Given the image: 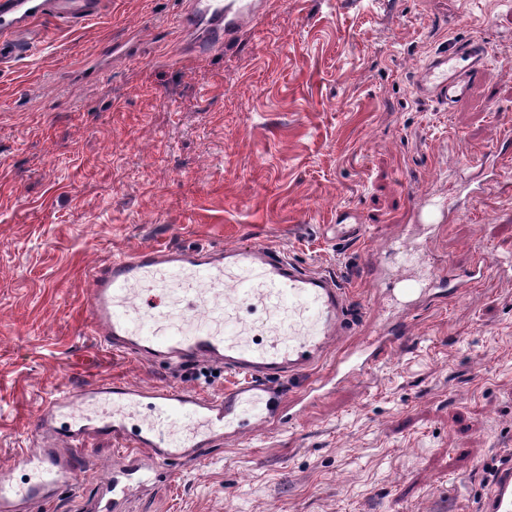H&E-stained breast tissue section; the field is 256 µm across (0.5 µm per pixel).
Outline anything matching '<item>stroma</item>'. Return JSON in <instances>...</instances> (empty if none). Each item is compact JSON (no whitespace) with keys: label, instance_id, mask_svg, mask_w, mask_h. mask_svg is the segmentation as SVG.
I'll use <instances>...</instances> for the list:
<instances>
[{"label":"stroma","instance_id":"35a3bbf8","mask_svg":"<svg viewBox=\"0 0 512 512\" xmlns=\"http://www.w3.org/2000/svg\"><path fill=\"white\" fill-rule=\"evenodd\" d=\"M188 0H104L40 19L0 67V464L76 382L178 384L191 370L105 349L86 325L88 269L148 246L263 242L335 275L353 328L399 318L387 289L486 272L408 315L407 337L281 424L160 469L125 512H477L483 468L512 452V74L490 69L452 111L417 70L458 39L512 57V0H254L197 54ZM128 54L112 46L131 29ZM489 161L485 185L459 173ZM363 236L336 238V213ZM40 512H92L106 437Z\"/></svg>","mask_w":512,"mask_h":512}]
</instances>
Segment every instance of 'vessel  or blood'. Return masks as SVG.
I'll use <instances>...</instances> for the list:
<instances>
[{
    "instance_id": "vessel-or-blood-1",
    "label": "vessel or blood",
    "mask_w": 512,
    "mask_h": 512,
    "mask_svg": "<svg viewBox=\"0 0 512 512\" xmlns=\"http://www.w3.org/2000/svg\"><path fill=\"white\" fill-rule=\"evenodd\" d=\"M101 0H0V65L38 19L87 20ZM249 0H191L180 19L203 47L222 45L227 20H245ZM490 64L474 40L453 42L430 57L417 79L422 98L445 109L464 99ZM88 326L107 349L172 368L208 365L240 375L210 396L175 384L139 388L122 380L75 385L49 397L33 422L34 445L20 457L25 481L0 469V512H35L70 486L84 463L78 450L92 435L126 449L99 487L98 512H122L134 482L165 465L197 459L216 443L240 437L241 410L259 406L258 422L278 418L279 382L316 370L350 330L348 302L334 276L315 272L270 246L220 249L152 246L93 266ZM395 337H365L337 358L332 375L361 374L393 349ZM483 512H512V466L501 469Z\"/></svg>"
}]
</instances>
